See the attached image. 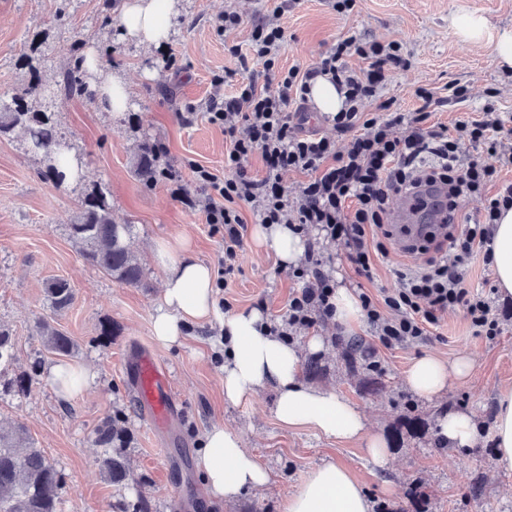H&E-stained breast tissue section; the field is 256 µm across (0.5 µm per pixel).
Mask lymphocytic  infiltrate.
<instances>
[{"mask_svg": "<svg viewBox=\"0 0 512 512\" xmlns=\"http://www.w3.org/2000/svg\"><path fill=\"white\" fill-rule=\"evenodd\" d=\"M285 42L277 19L254 24L248 50L231 47L240 63L259 60L264 80L248 77L239 81L233 94L212 98L208 120L223 129L230 147L224 156V176L187 161L193 182L209 193L205 219L224 232V254L219 275L234 272L239 261L245 223L239 204L250 206L261 224H285L302 234L316 229L320 236L344 246L346 259L358 275L372 278L374 254L385 251L390 204L401 194L421 184L443 183L448 187L447 209L456 215L462 201L480 197L482 211L463 229L448 232L446 244L429 238L417 251L425 255L423 267L397 271L395 288L381 299L360 293L368 324L379 343L387 348L426 338L448 309L462 307L479 332H498L489 293L469 289L461 271L475 251L489 244L492 226L502 210L512 206V182L500 179L499 167H512V120L484 105L479 118L463 119L454 129L432 124V107L465 97L464 88L452 86L446 97L437 98L424 87L415 96L419 107L400 108L388 115L367 116L361 110L365 99L376 96L391 69L403 67L398 45L347 37L334 46L316 66L279 71L274 57ZM366 60L361 72L347 70L343 57ZM328 78L344 96L337 113L324 116L331 134L305 132V108L312 82ZM347 136L348 144L337 149L336 139ZM487 145L499 158V167L484 164L480 157L463 154L464 145ZM260 153L265 174L256 178L245 167L249 156ZM286 170L307 173L297 192L283 185ZM495 186L487 195V186ZM454 252L445 259L442 249ZM302 279L280 322L271 324L274 335H287L292 328H312L331 319L336 280L325 270L314 242H307L306 257L295 271Z\"/></svg>", "mask_w": 512, "mask_h": 512, "instance_id": "1", "label": "lymphocytic infiltrate"}]
</instances>
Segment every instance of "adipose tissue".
<instances>
[{
  "label": "adipose tissue",
  "mask_w": 512,
  "mask_h": 512,
  "mask_svg": "<svg viewBox=\"0 0 512 512\" xmlns=\"http://www.w3.org/2000/svg\"><path fill=\"white\" fill-rule=\"evenodd\" d=\"M178 15L177 0H121L119 36L127 43L148 49L167 43ZM88 71L98 86L105 111L125 112L130 89L117 75L104 73L96 52L87 54ZM258 247L272 248L283 265L294 264L303 254L302 237L281 224L253 228ZM183 241L160 243L155 257L164 275L162 302L153 316L152 333L165 346L178 344L182 329L192 323L222 317L224 344V399L236 403L265 387L277 393L274 412L288 429H306L340 441H361L373 463L388 458L384 440L367 432L363 414L333 390L307 383L302 376L303 349L319 350L321 337H311L306 348L270 334L259 310L219 315L215 278L205 263L187 257ZM492 270L502 298L512 297V208L494 226L491 241ZM474 364L466 355L443 360L430 354L412 360L406 382L420 399L441 397L451 386H466ZM491 433L495 443L494 467L512 472V389L501 391ZM483 430L473 412L451 410L438 420L442 443L454 448L475 447ZM200 467L212 499L233 502L244 491L260 490L271 482L268 470L244 448L238 434L215 427L204 435ZM283 512H371L363 486L348 467L326 462L312 467L285 500Z\"/></svg>",
  "instance_id": "ef3b65f1"
}]
</instances>
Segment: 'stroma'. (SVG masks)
I'll return each mask as SVG.
<instances>
[{
	"label": "stroma",
	"instance_id": "35a3bbf8",
	"mask_svg": "<svg viewBox=\"0 0 512 512\" xmlns=\"http://www.w3.org/2000/svg\"><path fill=\"white\" fill-rule=\"evenodd\" d=\"M61 0H0V95L21 92L30 74L18 60L33 44L48 50L40 71L43 83L55 86L72 58L69 34L54 26ZM73 29L95 48L111 46L112 71L131 90L130 106L113 118L99 103L83 96H59L52 107L61 131L70 136L83 161L81 183L65 184L42 175L44 163L32 153L22 134L0 137V325L13 336L16 360L0 371V380L33 373L31 390L23 395L0 392V425L24 423L37 448L64 480L58 512H133L147 501L151 512H282L286 498L309 469L326 461L352 468L372 506L398 512L411 484L427 494L426 512H512V474L494 466V442L483 435L474 448L456 450L435 433L406 439L389 447L385 466L367 457L363 443L341 442L306 430L291 431L276 419V392L268 388L233 404L224 399L216 347L218 323L188 325L180 344L157 343L151 325L162 298L163 277L153 261L159 242L182 238L189 254L217 266L224 253V235L207 224L202 210L205 193H197L198 209L174 200L167 185L145 184L132 171L142 145L162 146L176 171L193 160L215 174L224 172L228 145L221 128L212 125L205 103L224 86L215 82L224 71L239 67L229 46L248 45L253 23L279 12L285 42L278 58L281 68L315 65L339 40L355 35L382 43L396 42L407 59L392 70L380 97L364 104L378 112L382 101L394 99L403 109L419 102L414 95L425 87L444 92L456 83L467 91L465 103L435 111L431 121L453 128L457 120L475 116L487 101L512 114V73L503 71L492 36L512 28V0H355L348 12H338L334 0H180V15L163 51L147 50L122 41L117 24L106 23L104 0H70ZM237 12L242 24L217 32L224 12ZM483 15L490 35L475 45L461 40L455 18ZM191 122H184V115ZM103 184L112 198L117 223L131 224L130 242L145 271L141 288L119 284L91 267L69 236L68 226L82 189ZM386 257L376 259L372 279L359 277L347 262L345 250L323 240L318 250L334 271L337 282L354 292L380 297L396 287V270L410 266L409 255L386 240ZM55 278L68 280L76 301L57 314L45 300V286ZM299 280L283 268L273 250L259 251L244 236L237 269L217 294L221 312L261 309L267 320H280ZM500 333L477 334L462 308L443 314L434 336L386 348L368 324H360L354 338L362 340L381 370L382 392L369 395L361 383L368 377L365 360L349 363L340 341L342 332L326 320L312 329L294 331L292 340L305 346L308 337L322 336L328 344L317 355L322 370L305 374L306 382L335 390L358 406L370 431L390 437L404 406L436 425L450 408L473 410L483 426H490L499 391L512 387V299L496 300ZM48 320L75 343L71 355L47 350L37 323ZM110 335H103V328ZM147 349L168 370L182 404V415L165 446H158L130 387L122 356ZM471 353L476 380L471 387L450 388L445 396L425 402L405 383L411 361L424 353L441 358ZM91 369L96 379L84 393L63 396L50 369L58 364ZM114 419L126 434L120 451L129 467V485L109 483L101 472L105 449L93 443L97 428ZM215 426L238 432L245 448L272 475L268 488L249 491L238 500L211 505L197 465L200 440ZM478 483L484 506L470 496Z\"/></svg>",
	"mask_w": 512,
	"mask_h": 512
}]
</instances>
